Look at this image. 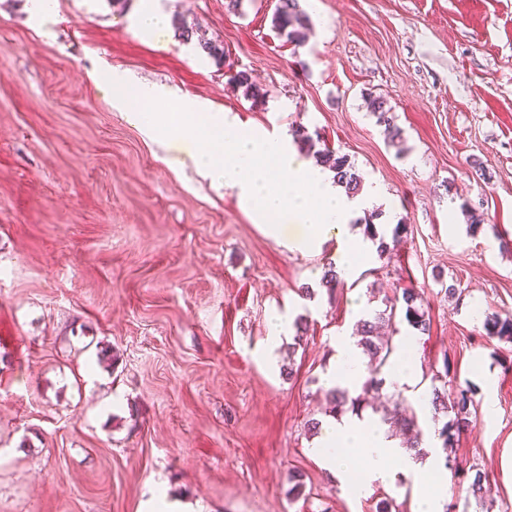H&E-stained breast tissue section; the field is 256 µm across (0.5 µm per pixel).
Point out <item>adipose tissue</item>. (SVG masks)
Masks as SVG:
<instances>
[{
  "label": "adipose tissue",
  "mask_w": 512,
  "mask_h": 512,
  "mask_svg": "<svg viewBox=\"0 0 512 512\" xmlns=\"http://www.w3.org/2000/svg\"><path fill=\"white\" fill-rule=\"evenodd\" d=\"M364 360L350 340H341L337 347L336 365L326 376L328 385L353 387L364 376ZM332 473L343 476L360 469L372 478H390L392 468L420 474L433 470V458H412L403 454L398 442L388 436L370 414L349 416L340 420L326 419L312 449Z\"/></svg>",
  "instance_id": "ef3b65f1"
}]
</instances>
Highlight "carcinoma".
<instances>
[{"mask_svg":"<svg viewBox=\"0 0 512 512\" xmlns=\"http://www.w3.org/2000/svg\"><path fill=\"white\" fill-rule=\"evenodd\" d=\"M274 24L279 32L286 36L289 43L299 47L305 43L307 32L311 25L309 15L301 8L299 0H278L274 13ZM386 102L380 97L369 100L371 112L376 116L379 124L385 127L388 139L392 142L401 139V130L394 123L392 113L385 109ZM292 136L298 149L314 151L317 163L331 170L335 174L337 183L343 185L346 193L354 196L362 190V179L356 168L350 163L347 156L340 155L329 148L317 150L313 136L308 129L300 125L292 130ZM379 214L373 212L364 218V236L372 241H379L377 251L383 254L390 247H399L408 235V225L397 224L392 229L391 241L379 235L374 220ZM324 271L321 281L330 293L337 288L344 287V280L336 273L334 262L329 261L323 265ZM385 309L375 313L373 319L361 318L355 323L354 335L357 336L356 346L368 358L366 376L362 382L361 390L366 393H378L383 389L385 380L382 370L389 365L391 358L396 356L398 344L392 336L380 335L379 329L383 325H392L396 316H401L409 327L419 334L430 331V317L424 307V298L414 289L404 288L393 296L382 299ZM483 328L489 338L512 340V313L505 315L492 314L484 320ZM444 371H434L431 374V392L429 403L433 413L446 417V422L435 430L437 439L441 442L443 452L454 447L460 434L472 427L476 414V389L471 385L461 386L449 379L450 365L443 364ZM330 413L336 417L345 409H358L361 405V396L354 395L348 388H330L327 390ZM396 410L393 416L383 419L389 427H396L404 433H410L407 448L415 454H421L422 430L419 427L416 412L410 407L406 399L397 396ZM455 474L468 482V491L475 496H482L486 491L487 475L480 469L455 468Z\"/></svg>","mask_w":512,"mask_h":512,"instance_id":"1","label":"carcinoma"}]
</instances>
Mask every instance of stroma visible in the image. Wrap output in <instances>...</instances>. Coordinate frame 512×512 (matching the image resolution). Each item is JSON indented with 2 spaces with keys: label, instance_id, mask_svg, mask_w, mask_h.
I'll return each mask as SVG.
<instances>
[{
  "label": "stroma",
  "instance_id": "35a3bbf8",
  "mask_svg": "<svg viewBox=\"0 0 512 512\" xmlns=\"http://www.w3.org/2000/svg\"><path fill=\"white\" fill-rule=\"evenodd\" d=\"M155 2L223 59L174 30L145 37L142 0H56L47 17L0 0V512H144L160 489L194 512H415L412 484L331 476L304 427L325 417L338 338L398 288L423 292L431 320L399 326L418 367L476 389L454 456L512 512V340L482 328L512 313V0H317L298 48L272 26L277 0ZM102 63L236 115L243 135L318 132L406 244L329 297L335 242L301 255L264 235L234 190L112 108L89 77ZM275 311L309 330L268 359ZM295 475L308 501H289ZM386 102L380 97H372L369 100L371 112L376 116L379 125L385 127V132L391 142L401 139V130L394 123L390 109H385Z\"/></svg>",
  "mask_w": 512,
  "mask_h": 512
}]
</instances>
